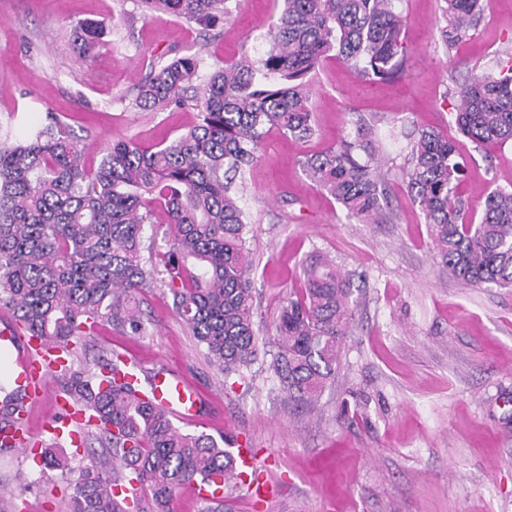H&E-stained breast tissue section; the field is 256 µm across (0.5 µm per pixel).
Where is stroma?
<instances>
[{"label":"stroma","instance_id":"stroma-1","mask_svg":"<svg viewBox=\"0 0 512 512\" xmlns=\"http://www.w3.org/2000/svg\"><path fill=\"white\" fill-rule=\"evenodd\" d=\"M483 3L475 35L449 49L440 35L442 0H400L403 75L371 83L343 62L323 61L309 79L315 136L299 142L269 132L238 186L262 336L274 335L285 298L318 254L353 277L356 327L315 407L272 392L264 354L245 379L224 377L166 289L144 295L145 333L97 330L95 347L121 354L143 376L164 371L195 389L201 418L180 422L181 430L234 436L254 449L257 472L281 493L259 502L246 485H230L231 512H512V290L448 277L404 182L407 133L436 129L456 143L473 216L491 191L512 186V144L475 146L445 96L468 76L493 72L497 55L512 49V0ZM228 7L223 25L207 32L169 16L139 17L135 0H0V114L23 117L20 137L45 112L59 114L94 162L117 139L171 141L196 122V110L135 108L134 87L159 58L197 54L205 77L242 54L261 56L277 0ZM85 19L112 25L89 64L74 49ZM360 117L381 147L392 209L386 224L350 223L301 166ZM0 495L23 512H67L58 473L21 454L0 457Z\"/></svg>","mask_w":512,"mask_h":512}]
</instances>
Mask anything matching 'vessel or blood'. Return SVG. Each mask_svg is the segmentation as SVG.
I'll list each match as a JSON object with an SVG mask.
<instances>
[{"label":"vessel or blood","mask_w":512,"mask_h":512,"mask_svg":"<svg viewBox=\"0 0 512 512\" xmlns=\"http://www.w3.org/2000/svg\"><path fill=\"white\" fill-rule=\"evenodd\" d=\"M16 350L14 383L26 391L30 401L36 402L48 394V379L52 366L41 358V346L16 326L0 328V348ZM149 389L154 399L180 419L196 421L200 401L194 389L178 377L158 372L151 378Z\"/></svg>","instance_id":"b4317fda"}]
</instances>
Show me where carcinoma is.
<instances>
[{
	"instance_id": "obj_1",
	"label": "carcinoma",
	"mask_w": 512,
	"mask_h": 512,
	"mask_svg": "<svg viewBox=\"0 0 512 512\" xmlns=\"http://www.w3.org/2000/svg\"><path fill=\"white\" fill-rule=\"evenodd\" d=\"M145 18L172 16L211 27L228 0H136ZM268 50L243 54L203 80L195 54L154 61L133 98L154 112L191 107L199 121L166 144L115 140L94 166L54 112L24 139L11 135L17 113L0 119V305L23 331L62 348L55 374L62 392L94 423L80 435L78 476L68 512H170L175 492L198 486L203 512H224V486L238 479L234 440L176 427L147 389L129 381L118 354L88 366L87 338L108 323L145 331L140 296L159 283L204 355L224 377L257 358L252 261L246 217L233 176L251 167L266 134L306 140L316 134L308 76L326 59L362 79L391 80L407 51L399 0H280ZM441 36L452 46L476 29L481 0H444ZM102 21L79 25L88 59L107 34ZM499 74L457 85L455 124L476 144L512 143V53ZM406 186L431 231L442 270L472 288H512V189L497 188L475 222L459 187L455 143L436 130L407 135ZM371 128L360 121L337 147L302 165L359 224H381L389 201ZM165 248L144 260V225L156 210ZM272 336L270 365L279 392L309 406L336 378L355 321L350 282L328 259L305 269ZM25 409L13 382L0 383V431ZM99 449H94L92 441ZM44 467L68 477L76 453L58 439L42 443Z\"/></svg>"
}]
</instances>
